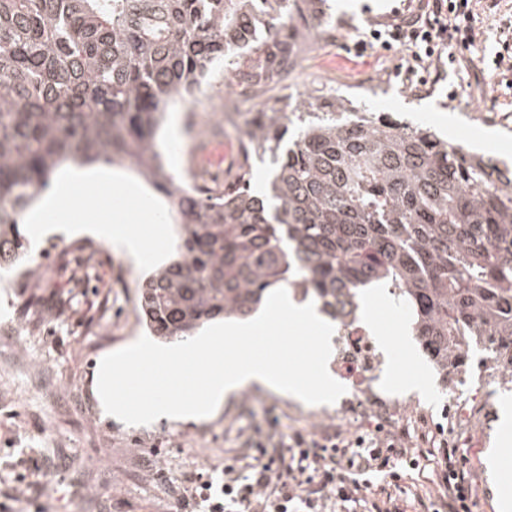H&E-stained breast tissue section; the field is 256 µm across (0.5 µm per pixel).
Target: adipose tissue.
Wrapping results in <instances>:
<instances>
[{"mask_svg":"<svg viewBox=\"0 0 512 512\" xmlns=\"http://www.w3.org/2000/svg\"><path fill=\"white\" fill-rule=\"evenodd\" d=\"M140 196L139 188L121 173L70 160L62 163L55 175L53 195L37 201L26 219L32 224L69 225L74 232L103 238L127 254L139 257L147 242L129 230L126 202H139L146 223L161 221L160 214L142 202Z\"/></svg>","mask_w":512,"mask_h":512,"instance_id":"1","label":"adipose tissue"}]
</instances>
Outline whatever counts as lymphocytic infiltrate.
<instances>
[{"label":"lymphocytic infiltrate","instance_id":"1","mask_svg":"<svg viewBox=\"0 0 512 512\" xmlns=\"http://www.w3.org/2000/svg\"><path fill=\"white\" fill-rule=\"evenodd\" d=\"M481 29L474 0H418L415 10L393 23L387 36L405 48L406 78L440 70L441 59L456 61L476 47ZM242 450L258 449L257 459L224 468L221 486L203 473L170 489L178 512H406L393 483L371 486L349 481L350 470H383L395 462L417 469L419 460L406 432L380 434L324 428L279 431L244 428ZM439 489L421 501V512H472L476 484L457 446L441 441L435 450Z\"/></svg>","mask_w":512,"mask_h":512}]
</instances>
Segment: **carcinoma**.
I'll return each instance as SVG.
<instances>
[{
	"label": "carcinoma",
	"instance_id": "obj_1",
	"mask_svg": "<svg viewBox=\"0 0 512 512\" xmlns=\"http://www.w3.org/2000/svg\"><path fill=\"white\" fill-rule=\"evenodd\" d=\"M288 0H0V270L30 249L20 215L61 163L127 161L170 205L175 257L140 288L142 319L167 343L248 317L273 287L336 320L386 288L442 382L481 354L512 369V193L505 171L428 128L352 101L323 112H241L243 162L200 192L164 167L155 137L230 49L242 74L286 79ZM272 164L250 186L252 155Z\"/></svg>",
	"mask_w": 512,
	"mask_h": 512
}]
</instances>
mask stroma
Segmentation results:
<instances>
[{
    "mask_svg": "<svg viewBox=\"0 0 512 512\" xmlns=\"http://www.w3.org/2000/svg\"><path fill=\"white\" fill-rule=\"evenodd\" d=\"M296 6L307 21L295 38L297 68L256 100L239 101L238 111L346 98L443 140L464 141L467 151L512 168V89L486 79L500 49L497 28L512 20V0H477L485 27L469 63L448 69L440 82L413 84L397 72L402 50L383 49L371 36L395 13H408L410 0H296ZM224 76L223 64H215L209 85L169 112L158 135L175 176L190 170L192 157L205 155L211 188L224 185L225 156L240 154L241 133L224 117L230 93ZM473 112L479 121H470ZM172 236V224H164L155 249L137 261L90 234L38 233L30 276H0V502L10 512H175L168 481L221 470L238 452L240 428L336 427L318 406L256 385L227 396L206 417L128 425L106 413L96 392L98 363L146 335L138 291L171 259ZM364 320L385 354L382 382L410 403L387 432L405 427L413 435L453 437L448 393L409 336L406 319L393 314L386 290L377 291ZM485 381L478 366L460 386L470 415L465 436L456 440L479 488L473 512H500V498L512 497V425L502 420L512 390H498L489 401ZM21 458L36 459L38 467L20 484L11 464Z\"/></svg>",
    "mask_w": 512,
    "mask_h": 512,
    "instance_id": "stroma-1",
    "label": "stroma"
}]
</instances>
